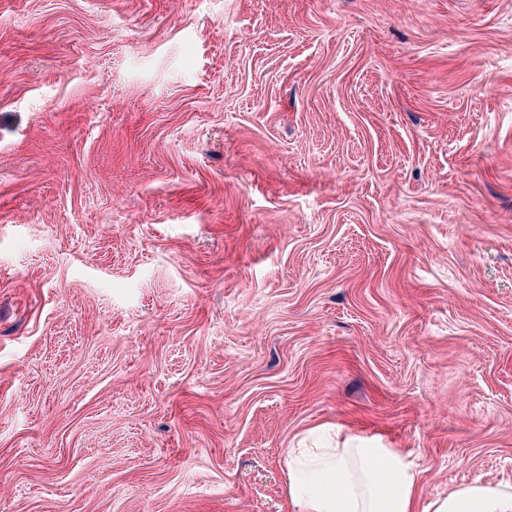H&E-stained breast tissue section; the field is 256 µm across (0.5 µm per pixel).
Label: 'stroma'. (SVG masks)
<instances>
[{"mask_svg": "<svg viewBox=\"0 0 512 512\" xmlns=\"http://www.w3.org/2000/svg\"><path fill=\"white\" fill-rule=\"evenodd\" d=\"M334 434L512 483V0H0V512Z\"/></svg>", "mask_w": 512, "mask_h": 512, "instance_id": "1", "label": "stroma"}]
</instances>
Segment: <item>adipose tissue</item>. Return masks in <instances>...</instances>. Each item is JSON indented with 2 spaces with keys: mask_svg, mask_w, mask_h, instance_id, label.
I'll return each instance as SVG.
<instances>
[{
  "mask_svg": "<svg viewBox=\"0 0 512 512\" xmlns=\"http://www.w3.org/2000/svg\"><path fill=\"white\" fill-rule=\"evenodd\" d=\"M287 478L293 512H512L511 484L476 482L419 506L415 465L360 442L288 449Z\"/></svg>",
  "mask_w": 512,
  "mask_h": 512,
  "instance_id": "obj_1",
  "label": "adipose tissue"
}]
</instances>
